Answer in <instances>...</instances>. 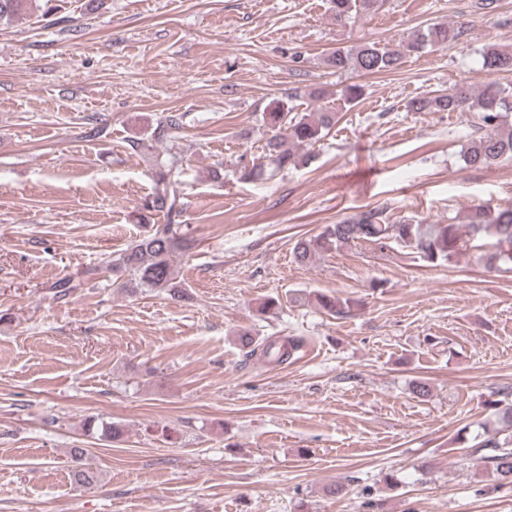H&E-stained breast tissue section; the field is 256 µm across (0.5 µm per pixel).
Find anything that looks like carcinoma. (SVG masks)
<instances>
[{"label":"carcinoma","instance_id":"obj_1","mask_svg":"<svg viewBox=\"0 0 512 512\" xmlns=\"http://www.w3.org/2000/svg\"><path fill=\"white\" fill-rule=\"evenodd\" d=\"M28 0H0V20L18 16L26 9ZM378 0H329V9L338 21H349L376 10ZM461 31L443 22L422 29L401 50L379 43H365L333 51L327 64L340 71L357 74H378L394 71L407 52H419L429 46H445L459 40ZM483 66L494 71L512 70V51L496 45L488 46L482 54ZM411 112H458L464 109L476 114L478 134L471 139L463 162L467 168H483L503 160L512 161V86L488 85L476 92L466 85H457L444 93L416 97L407 103ZM263 124L273 135L265 144L264 158L276 169L306 165L307 154L299 153L330 134L339 121L338 113L320 108L310 114L296 112L292 99L273 101L262 115ZM181 129L180 116L171 114L161 119L153 131L157 141H171ZM156 191L151 208L163 213L166 222L154 224L143 236L131 241L119 256L112 260V272H126L137 288L163 291L172 297L185 295L181 282L176 280L172 258L188 248L187 240L177 234L175 224L183 213V203L174 183L180 173L182 157L174 147L152 158ZM366 243L379 252L399 248L431 264L452 261L466 250L467 245L494 248L487 258L491 269H512V208L480 207L467 220L446 224L430 223L415 217L390 219L379 208L365 211L335 224H327L322 232L309 239H300L293 246V256L299 263H309L316 255L339 251L352 245ZM307 301L334 318H349L360 310L362 301L354 297L311 292ZM240 345L248 354H258L281 365L293 361L301 352L303 339L285 336L278 341L257 342L247 334L238 335ZM496 425L485 427L476 434L471 447L481 453L502 480L512 482V400L509 393L490 401ZM87 428L100 432L103 438L117 439L123 429L113 422L90 418ZM98 475L81 464L71 471L74 485L89 488L97 483Z\"/></svg>","mask_w":512,"mask_h":512}]
</instances>
